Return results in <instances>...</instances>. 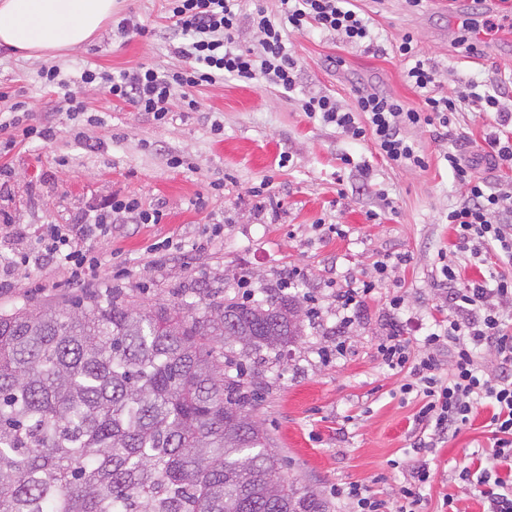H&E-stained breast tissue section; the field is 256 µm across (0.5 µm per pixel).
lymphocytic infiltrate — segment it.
<instances>
[{"label":"lymphocytic infiltrate","instance_id":"f902f5d3","mask_svg":"<svg viewBox=\"0 0 512 512\" xmlns=\"http://www.w3.org/2000/svg\"><path fill=\"white\" fill-rule=\"evenodd\" d=\"M168 15L179 39L174 51L185 61L182 68L161 71L144 64L133 71L117 74L85 69L81 81L98 84L112 100L128 103L139 111L164 120L173 96H180L188 108L197 105L193 92L198 87L233 78L260 80L283 89L295 90L298 62L286 46L287 32L304 34L320 30L336 34L342 43L360 47L372 41L371 22L356 9L353 0H280L285 22H278L264 9H256L251 22L259 32L256 46L237 48L235 32L241 23L236 0H166ZM395 53L404 62L407 83L418 93L422 105L407 106L403 101L381 92H358L354 106L343 107L334 96L312 95L301 101L308 116H320L336 125L352 139L371 137L382 157L401 168L425 167L426 162L415 142L406 132L420 124L439 122L446 126L461 104L481 97L487 108L495 110L500 129L487 139L495 165H512V139L502 138L501 128L512 124V105L501 91L477 95L467 87L453 95L436 90L435 71L423 59L412 35H404L395 45ZM454 179L467 187L465 199L448 213L457 244L479 253L485 246H497L512 259V223L493 221L492 216L506 209L512 194L491 190L475 172L473 163L463 161L452 151L446 152ZM111 214L98 213L78 224L41 225L30 249L19 253L18 263L55 261L66 266L70 282L89 285L98 281L102 261L87 247L88 238L112 232V213L137 214L140 223L156 224L160 213L141 211L136 199L113 202ZM443 276L453 289L450 300L459 318L435 320V332L422 341L394 332L379 343L377 351L390 369H409L412 380L403 384L404 393H416L423 404L419 421L430 426L429 447L454 439L473 417L477 407L490 405L488 425L493 446L477 456V464L464 468L458 478L484 502L485 512H512V489L503 479L502 470L512 471V333L502 319L501 301L512 299V277L493 275L491 282H474L457 287V273L447 267ZM494 345L505 370L504 377H487L481 367L484 346ZM451 358L450 371L441 367L442 355ZM432 474L426 461L408 466L402 502L391 508L380 498L358 485L339 486L335 495L347 499L353 512H419L422 491Z\"/></svg>","mask_w":512,"mask_h":512}]
</instances>
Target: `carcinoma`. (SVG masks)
<instances>
[{
	"instance_id": "cac0c4a2",
	"label": "carcinoma",
	"mask_w": 512,
	"mask_h": 512,
	"mask_svg": "<svg viewBox=\"0 0 512 512\" xmlns=\"http://www.w3.org/2000/svg\"><path fill=\"white\" fill-rule=\"evenodd\" d=\"M74 305L0 313V512H329L250 423L246 361L297 343L296 297Z\"/></svg>"
}]
</instances>
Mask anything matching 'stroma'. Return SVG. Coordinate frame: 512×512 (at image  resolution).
Masks as SVG:
<instances>
[{
  "label": "stroma",
  "mask_w": 512,
  "mask_h": 512,
  "mask_svg": "<svg viewBox=\"0 0 512 512\" xmlns=\"http://www.w3.org/2000/svg\"><path fill=\"white\" fill-rule=\"evenodd\" d=\"M369 16L376 40L351 48L337 37L312 31L291 33L287 47L299 66L294 92L263 82L227 79L194 93L195 109L173 101L164 121L112 101L95 84L80 80L84 68L132 71L143 64L165 70L184 61L169 46L165 0H117L111 20L88 43L53 57H21L0 47V114L13 102L26 104L25 124H51L45 143L19 139L0 151V270L15 283L0 295V312L52 305L69 308L83 286L70 283L59 264L11 266L42 224H74L109 211L113 200L137 199L141 209L159 210L160 223L135 224L112 217V233L89 240L104 259L94 290L119 289L136 305H177L202 312L209 294L240 298L250 283L255 299L295 274L287 289L316 315L280 365H254L250 379L261 386L256 414L281 450L283 474L315 489L329 512H348L336 485L355 483L398 500L405 468L417 461L412 449L420 427L421 400L402 395L408 372L385 366L377 345L399 324L408 336L433 331L437 314L454 317L441 268L451 265L458 287L493 273L512 275V263L486 252L473 258L455 245L448 210L466 196L444 160L455 148L478 160L477 174L497 186L498 172L483 158L496 114L481 103L462 105L450 126L424 125L408 137L425 155L426 168L388 164L370 140H354L320 118L308 117L300 101L330 94L352 106L358 89L385 92L417 108L421 97L405 81L393 46L412 34L437 73L438 90L451 95L473 81H495L512 72V27L481 32L475 52L460 45V22L431 0H357ZM128 20V34L117 25ZM58 67L65 83L46 85L44 69ZM76 93L84 111L71 115L66 102ZM221 132H214L213 124ZM352 164H343V156ZM183 160L173 167L171 157ZM220 225L218 240L196 249L195 241ZM170 251L149 262L154 244ZM396 258L385 278L375 263ZM376 281L377 288L349 325L336 314V293ZM401 295L400 310L389 300ZM489 406L477 409L459 435L426 453L432 481L423 491L422 512H439L453 495L460 512H481L459 471L475 452L488 449Z\"/></svg>",
  "instance_id": "obj_1"
}]
</instances>
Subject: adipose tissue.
<instances>
[{
  "label": "adipose tissue",
  "instance_id": "adipose-tissue-1",
  "mask_svg": "<svg viewBox=\"0 0 512 512\" xmlns=\"http://www.w3.org/2000/svg\"><path fill=\"white\" fill-rule=\"evenodd\" d=\"M114 0H0V46L22 56L56 55L89 42Z\"/></svg>",
  "mask_w": 512,
  "mask_h": 512
}]
</instances>
